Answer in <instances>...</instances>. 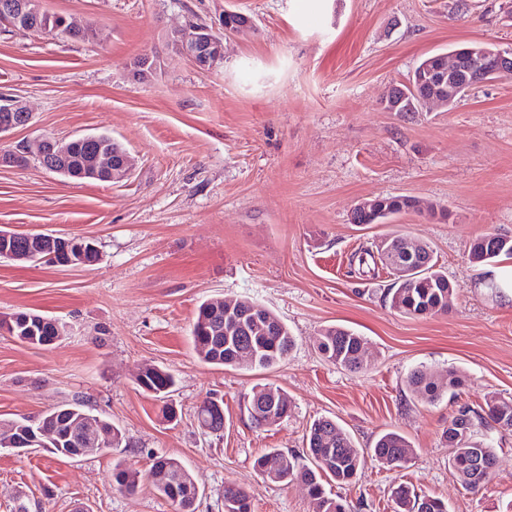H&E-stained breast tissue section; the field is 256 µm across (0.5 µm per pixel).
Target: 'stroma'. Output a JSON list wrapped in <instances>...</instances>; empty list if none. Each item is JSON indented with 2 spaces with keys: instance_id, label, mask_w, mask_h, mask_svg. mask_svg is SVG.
<instances>
[{
  "instance_id": "stroma-1",
  "label": "stroma",
  "mask_w": 512,
  "mask_h": 512,
  "mask_svg": "<svg viewBox=\"0 0 512 512\" xmlns=\"http://www.w3.org/2000/svg\"><path fill=\"white\" fill-rule=\"evenodd\" d=\"M511 3L469 0L457 12L454 0H43L92 25L95 38L0 35V97L32 114L0 151L43 134L105 133L134 160L116 184L67 179L33 160L0 166V228L89 237L99 249L90 266L0 259V317L35 311L65 327L50 349L0 332V419L82 401L129 442L81 459L0 448V512H174L149 483L112 488L115 460L144 466L156 455L189 470L196 512H224L230 483L250 493L252 512H312L303 484L266 480L254 461L268 448L302 453L320 417L355 447L394 430L414 449L403 467L370 460L351 485H327L347 512H393L401 484L448 512H506L512 430L490 431L495 476L476 492L449 468L442 431L459 404L512 397V288L486 286L511 274L512 261H469L477 237L512 238V76L444 112H389L384 100L431 55L473 43L512 49ZM228 10L252 28L225 36ZM196 21L224 40V60L209 70L169 42ZM146 53L157 73L133 81L130 66ZM396 195L423 210L352 223L362 199ZM392 233L431 246L454 288L447 313L399 314L384 301L391 271H359L355 251ZM212 298L265 306L294 348L265 371L202 362L190 327ZM334 325L363 337L367 369L323 358L319 336ZM143 363L174 376L178 422L137 386ZM415 369H453L465 382L457 398L424 404L407 387ZM258 384L288 398L274 426H255L244 407ZM209 397L224 402L219 434L196 420Z\"/></svg>"
}]
</instances>
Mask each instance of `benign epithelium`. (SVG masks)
<instances>
[{
    "label": "benign epithelium",
    "instance_id": "obj_1",
    "mask_svg": "<svg viewBox=\"0 0 512 512\" xmlns=\"http://www.w3.org/2000/svg\"><path fill=\"white\" fill-rule=\"evenodd\" d=\"M37 14L33 0H0V22L18 31H28L37 34L55 36L56 32H47L31 26V17ZM174 49L191 60L200 69H211L224 60V42L215 38L204 26L184 27L174 32ZM422 73L418 87L407 85L393 87L387 99L394 102L410 101L411 105L404 108L406 112H417L428 103L447 106L457 99L458 90L463 87L472 88L498 78L512 75V51L498 49L487 50L478 45H466L453 50L449 54H439L436 61L426 62L421 67ZM155 65L152 57L144 56L141 61L130 66V76L138 82H147L154 76ZM0 112H16L18 118L0 124V139L8 133L27 126L31 120L28 108L18 100H6L0 105ZM62 141L49 135H42L32 140H26L21 145V151L29 157L36 158L48 171H56L55 157ZM63 174L77 179H89L102 182H118L131 174V161L125 151L112 149L110 152L98 151L88 156L79 171H63ZM30 243L34 244L33 253L25 258L37 261H48L55 253L45 254L46 244L53 239L48 234L28 235ZM73 251L64 260L66 265H88L90 258L97 252V247L91 238H76L72 240ZM265 307L253 302L249 307L238 306L232 301L224 304V315L240 318L258 319V313ZM284 402L280 393L271 390L267 400L255 402L249 406L251 419L261 426L273 425L285 417L282 412ZM91 421H80L77 424L79 440L77 447L70 452L82 457L87 449L94 452L104 451V442L90 436Z\"/></svg>",
    "mask_w": 512,
    "mask_h": 512
}]
</instances>
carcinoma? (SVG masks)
Instances as JSON below:
<instances>
[{"mask_svg": "<svg viewBox=\"0 0 512 512\" xmlns=\"http://www.w3.org/2000/svg\"><path fill=\"white\" fill-rule=\"evenodd\" d=\"M113 143L112 137L106 134L72 139L65 145L63 167L69 171L77 169L90 152L98 148L110 149ZM408 201L410 198L404 196H385L379 198V205L396 214L407 211ZM384 250L383 254L371 248L361 250L358 264L386 266L399 259L409 261L412 268L409 278L388 289L385 295L390 308L412 317L448 310V297L453 294L452 284L447 275L436 269L429 246L419 244L408 255L404 239L396 236L385 243ZM469 253L475 264L511 260L512 239L483 235L472 243ZM264 317L276 326L272 336L250 319L236 323L224 317V310L215 309L208 301L203 302L191 330L196 354L202 361L215 366L238 368L244 357L249 358L246 363L249 370H265L277 365L294 347L295 338L271 311H264ZM10 322L13 326L9 330L10 335L35 346H44L45 339L59 342L64 333V326L55 319L32 311L14 313ZM363 345L362 337L354 332L329 326L322 331L318 348L328 361L358 373L366 366L362 357ZM135 381L143 391L159 399L170 397L175 386L173 375L154 364L136 374ZM407 385L422 401L431 404L446 393L457 396L462 377L450 371L447 379L439 380L415 369L407 376ZM90 415V408L84 402L76 401L61 403L41 416V420L57 433L52 454L68 457L63 452V449L71 447L67 440L68 429L74 421ZM197 420L211 422L216 430L224 427V416L214 413L209 405L200 407ZM493 426L512 428L511 397H494L487 403V409L481 411L466 403L461 404L443 431L448 442V466L469 490L474 491L491 480V477L479 473L477 464H496L494 448L487 440H476L474 433ZM100 434L112 441L115 449L125 442L122 430L105 418L100 419ZM370 453L383 464L399 467L407 463L413 449L404 435L389 431L379 436ZM365 460V452L354 447L350 435L343 428L330 419L319 418L309 428L305 452L295 454L269 448L255 460L254 467L272 482L301 481L314 504V512H345L344 505L327 493L325 483H353ZM159 463L168 470L162 482L131 467L124 460L117 461L112 467V488L119 492L133 491L142 480L148 479L153 489L171 502L175 512H195L199 491L188 470L179 459L171 456H160ZM394 502L395 512H448V505L442 499L420 496L406 486L395 489ZM224 512H251L249 493L236 485L224 487Z\"/></svg>", "mask_w": 512, "mask_h": 512, "instance_id": "carcinoma-1", "label": "carcinoma"}]
</instances>
